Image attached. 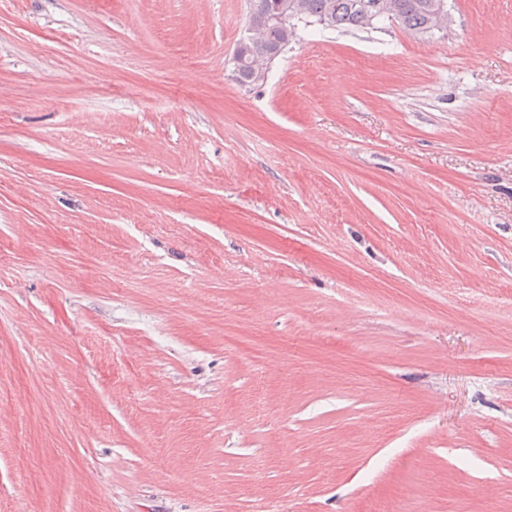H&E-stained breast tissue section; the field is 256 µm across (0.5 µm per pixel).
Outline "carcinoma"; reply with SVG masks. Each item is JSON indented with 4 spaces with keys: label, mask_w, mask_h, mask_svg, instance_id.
<instances>
[{
    "label": "carcinoma",
    "mask_w": 512,
    "mask_h": 512,
    "mask_svg": "<svg viewBox=\"0 0 512 512\" xmlns=\"http://www.w3.org/2000/svg\"><path fill=\"white\" fill-rule=\"evenodd\" d=\"M441 0H249L247 21L259 27V35L237 45L234 77L245 86L262 83L246 57L257 63L271 64L295 38V31L276 20L268 21L270 13L289 16L298 13L297 20L314 22L326 28H361L369 14L378 21L392 14L405 31L422 35L432 29V22Z\"/></svg>",
    "instance_id": "1"
}]
</instances>
